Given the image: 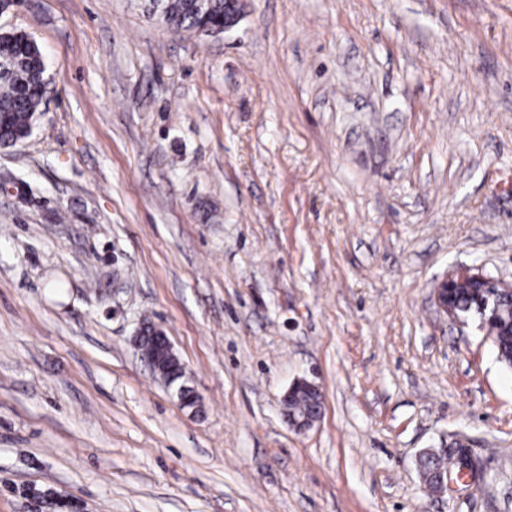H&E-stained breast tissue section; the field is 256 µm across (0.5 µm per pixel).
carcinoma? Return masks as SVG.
I'll list each match as a JSON object with an SVG mask.
<instances>
[{
  "label": "carcinoma",
  "instance_id": "1",
  "mask_svg": "<svg viewBox=\"0 0 512 512\" xmlns=\"http://www.w3.org/2000/svg\"><path fill=\"white\" fill-rule=\"evenodd\" d=\"M163 20L176 29L197 30L208 36L224 33V12L228 0H153ZM46 86V67L39 45L22 31L0 32V144L11 145L28 136L39 112ZM457 311L469 317L477 314L478 294L459 288L448 296ZM496 332L494 340L498 361L512 370V323L508 317L488 321ZM471 466L469 450L454 442L448 450L441 448L428 455L423 483L434 492V471L457 473Z\"/></svg>",
  "mask_w": 512,
  "mask_h": 512
}]
</instances>
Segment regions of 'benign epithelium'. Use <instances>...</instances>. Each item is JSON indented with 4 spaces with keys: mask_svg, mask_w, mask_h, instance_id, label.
Here are the masks:
<instances>
[{
    "mask_svg": "<svg viewBox=\"0 0 512 512\" xmlns=\"http://www.w3.org/2000/svg\"><path fill=\"white\" fill-rule=\"evenodd\" d=\"M460 286L477 288L482 295L480 311H503V306H492L500 295L507 291L512 294V287L501 280L485 273L478 266L459 265L448 276L440 281L433 289V298L436 307L443 312L448 319L458 327H466L469 321L448 307V289ZM134 345L143 363L151 372L171 386L175 382V376L185 373V368L176 353L171 341L163 330L156 327L153 331H143L135 337ZM304 388L315 398L314 410L307 414H297L289 407L293 393ZM323 406V394L319 386L305 378H298L289 387L282 399V411L289 425L297 432H303L311 428L321 419Z\"/></svg>",
    "mask_w": 512,
    "mask_h": 512,
    "instance_id": "obj_1",
    "label": "benign epithelium"
}]
</instances>
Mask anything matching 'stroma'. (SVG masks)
<instances>
[{
	"label": "stroma",
	"mask_w": 512,
	"mask_h": 512,
	"mask_svg": "<svg viewBox=\"0 0 512 512\" xmlns=\"http://www.w3.org/2000/svg\"><path fill=\"white\" fill-rule=\"evenodd\" d=\"M243 3L0 15L49 78L0 148V512H512V371L433 299L512 284V0ZM456 438L485 481L441 506L417 457ZM228 0H158L152 1L153 9H160L163 20L176 29L197 30L204 35L218 36L234 28L243 16V3L237 0L236 10H229ZM211 25L200 28L201 19ZM153 328V333L158 336H149L152 335L151 330L142 331L135 337L134 345L141 360L149 370H151L155 376L162 379L167 385L171 386L175 382L174 378L177 374H180V377L183 376V373L185 374V368L164 331L158 327ZM149 337L152 338L156 344L161 343L163 345L164 363L161 362V358H159L157 353L149 347L147 343ZM163 364H168V366H163ZM299 388H305L308 393L312 394L315 398L314 410L307 414H296L295 411L289 407L293 393ZM323 406V394L318 385L308 381L305 378H297L289 387L286 394L282 399V411L287 419L289 425L297 432H303L311 428L316 422L321 419Z\"/></svg>",
	"instance_id": "1"
}]
</instances>
